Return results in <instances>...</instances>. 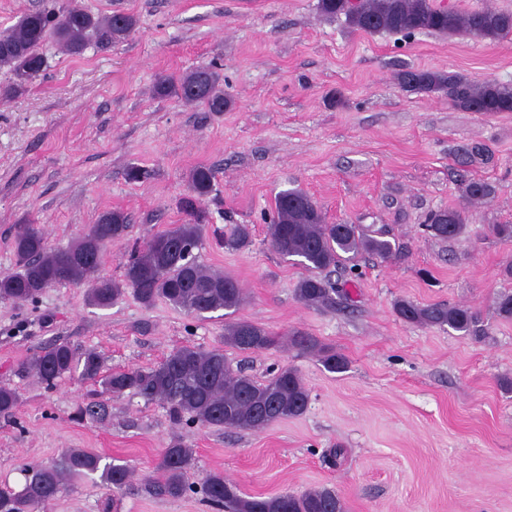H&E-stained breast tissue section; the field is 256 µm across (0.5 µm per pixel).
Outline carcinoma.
<instances>
[{
	"instance_id": "cac0c4a2",
	"label": "carcinoma",
	"mask_w": 512,
	"mask_h": 512,
	"mask_svg": "<svg viewBox=\"0 0 512 512\" xmlns=\"http://www.w3.org/2000/svg\"><path fill=\"white\" fill-rule=\"evenodd\" d=\"M323 16L345 17L349 27L365 33L433 32L453 35L464 32L480 40L496 41L512 34V13L484 9L460 14L443 11L433 0H319ZM137 20L125 13L95 15L75 4L64 13L38 9L23 14L0 33V71L8 82L0 96L12 99L23 93L44 71L41 47L48 41L68 54L80 56L89 44L108 49L124 40ZM399 84L418 93H438L467 112L497 114L512 112V84L494 80L477 82L457 72L407 68ZM161 97L175 96L187 104H200L209 112H222L229 104L224 97L219 73L211 68L196 69L180 79L161 78L156 85ZM213 189L210 169H194L189 176L188 194L181 199L183 210L193 219L154 236L145 246L135 245L123 263L120 280L99 276L106 245L129 229V218L120 210L107 211L87 232L66 248L49 247L35 224H22L14 238L16 269L0 277V301L24 305L36 300L48 288L94 282L88 295L90 305L108 308L126 293L146 308L156 301L197 317L224 311V346L250 354L282 346V338L250 321L235 319L244 296L239 282L205 269L189 249L201 243L200 201ZM489 185L471 180L465 187L470 201L487 199ZM275 216L268 225L273 250L285 259L298 258L307 271L297 284L296 294L305 305L334 307L348 300L330 273L339 266L369 254L383 261L395 256L399 244L382 231H370L360 224H327L321 207L308 193L297 188L280 191L274 200ZM467 228L460 209L440 210L430 216L427 230L432 237L452 240ZM252 243L248 224H236L224 235V246L240 250ZM395 312L413 324L448 327L464 336L480 338L485 329L478 313L461 304H434L421 307L409 300L395 303ZM292 347L314 354L324 369L340 373L347 369L344 355L301 332L289 338ZM26 367L48 388L66 374L80 371L81 378L98 389L80 409L81 417L103 420L104 397L126 392L166 409L176 425L195 424L204 428L224 427L258 431L269 424L303 415L310 391L298 371L283 366L269 379L259 381L231 364L220 349L206 350L185 345L172 350L158 364L148 368L104 371L103 358L94 350L80 352L63 343L43 347L33 353ZM19 405L15 390L0 387V414H10ZM194 460V449L182 440L171 441L160 456L153 473L141 487L150 496L180 498L189 489L186 475ZM133 471L126 464L106 461L97 452L82 448L64 450L52 466L24 468L25 483L18 492L0 491V512H45L62 491L65 477L99 478L112 494L129 486ZM207 500L224 512H346L336 490L316 487L302 493L284 491L274 495H250L220 472L209 474L203 483Z\"/></svg>"
}]
</instances>
